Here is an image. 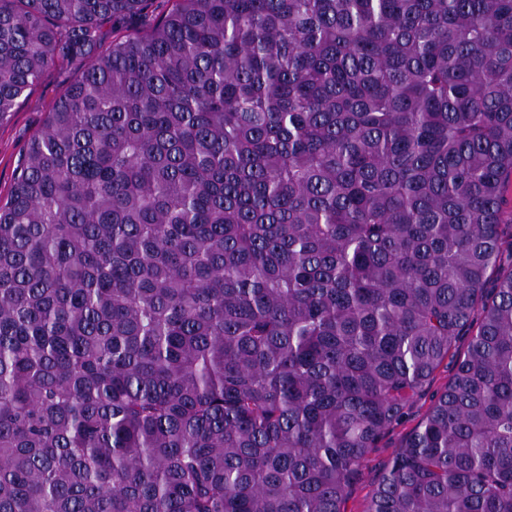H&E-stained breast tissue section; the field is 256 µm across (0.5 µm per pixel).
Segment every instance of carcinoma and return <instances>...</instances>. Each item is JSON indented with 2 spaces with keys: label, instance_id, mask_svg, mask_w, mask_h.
Listing matches in <instances>:
<instances>
[{
  "label": "carcinoma",
  "instance_id": "obj_1",
  "mask_svg": "<svg viewBox=\"0 0 512 512\" xmlns=\"http://www.w3.org/2000/svg\"><path fill=\"white\" fill-rule=\"evenodd\" d=\"M0 0V512H512V0ZM147 30L98 52L102 23ZM82 61L48 67L24 102L0 123V199L6 202L19 160L32 135L43 125L62 90L77 76ZM466 337L457 341L455 348L448 355L441 366L435 371L434 379L425 394L420 396L406 416L404 422L390 432L379 444L378 448L370 453L361 466L360 477L351 485L345 504V512H365L370 498L377 486V482L383 473L385 466L392 457L394 451L400 445L403 436L425 414L433 392L441 390L453 373V363L466 350Z\"/></svg>",
  "mask_w": 512,
  "mask_h": 512
}]
</instances>
